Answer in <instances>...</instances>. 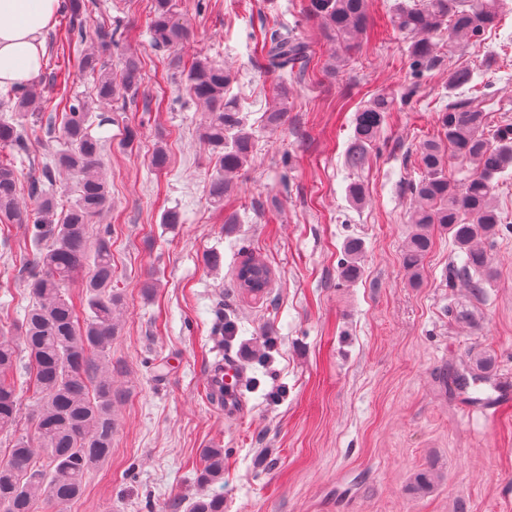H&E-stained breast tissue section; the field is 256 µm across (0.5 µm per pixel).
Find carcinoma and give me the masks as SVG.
Instances as JSON below:
<instances>
[{"label":"carcinoma","mask_w":512,"mask_h":512,"mask_svg":"<svg viewBox=\"0 0 512 512\" xmlns=\"http://www.w3.org/2000/svg\"><path fill=\"white\" fill-rule=\"evenodd\" d=\"M508 0H397L391 14L394 29L414 40L409 46L411 67L418 72L437 62L432 36L448 28V47L459 48L496 26ZM61 12L69 16L71 33L80 43L97 49L79 55V66L96 76L97 97L102 104L120 92H135L141 82L140 62L125 57L119 77L107 69L101 54L117 45V29L99 23L87 26L90 4L65 0ZM304 12L317 19L325 35L339 47L351 50L370 35L367 0H307ZM189 37L188 27L174 18L171 0H154L152 40L170 50ZM262 66L273 74L294 73L312 57L308 42L276 28L264 36ZM193 98L205 107L202 138L215 160L217 175L209 188L211 201L224 205L231 179L249 163L253 142L246 130L238 100L227 96L228 68L205 58L191 61L186 72ZM36 85L10 88L0 96V146L19 156L29 155L26 117L34 115ZM391 102L376 96L354 117V137L346 153L351 168L365 164L370 148L384 126ZM103 126L110 118L93 115L89 103L71 98L61 116V127L50 124L43 150L52 161L43 165L30 182L31 211L18 206L21 187L14 162H0V219L26 224L36 253L22 264V277L33 298L23 321L0 326V433L11 437L7 459L0 462V512H67L84 491L87 475L112 454L114 407L122 394L113 385L119 368L110 358L117 334V314L122 292L112 287V236L110 227L90 239V224L109 205L102 162V141L88 132L93 120ZM487 114L464 102L442 111L438 136L420 145V179L412 184L415 206L411 223L415 232L402 252V264L416 278L433 244L431 228L439 225L451 235L461 263L448 267L449 283L461 282L475 299L483 294L492 274V261L483 241L496 235L503 219L494 205L495 179L512 168V124L486 136ZM452 153L468 166L462 178L448 180L445 158ZM72 176L75 188L67 196L63 215L59 200L49 187L55 171ZM364 244L349 238L343 245L340 277L354 282L362 275ZM83 274L79 301L67 292L75 275ZM270 267L249 256L239 265L234 287L252 299L267 294ZM27 351L20 361L18 343ZM33 390L36 408L28 418L29 429L18 432V394ZM199 481L203 485L224 479V449L207 448L202 456ZM190 512H224V500L201 497Z\"/></svg>","instance_id":"obj_1"}]
</instances>
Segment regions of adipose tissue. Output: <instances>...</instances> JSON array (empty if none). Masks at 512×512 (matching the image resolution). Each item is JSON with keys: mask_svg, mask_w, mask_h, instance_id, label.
<instances>
[{"mask_svg": "<svg viewBox=\"0 0 512 512\" xmlns=\"http://www.w3.org/2000/svg\"><path fill=\"white\" fill-rule=\"evenodd\" d=\"M59 7L60 0H0V88L38 76Z\"/></svg>", "mask_w": 512, "mask_h": 512, "instance_id": "1", "label": "adipose tissue"}]
</instances>
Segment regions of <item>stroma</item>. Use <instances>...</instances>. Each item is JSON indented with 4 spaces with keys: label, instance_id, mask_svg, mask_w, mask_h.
Instances as JSON below:
<instances>
[{
    "label": "stroma",
    "instance_id": "stroma-1",
    "mask_svg": "<svg viewBox=\"0 0 512 512\" xmlns=\"http://www.w3.org/2000/svg\"><path fill=\"white\" fill-rule=\"evenodd\" d=\"M394 0H368L376 23L367 42L333 65V45L304 0H172L190 30L184 61L207 56L230 68L229 95L243 105L253 152L233 180L223 207L209 186L214 163L200 138L203 107L188 92L168 53L151 38L153 0H96V22L120 29L103 54L119 72L137 55V94L112 107V121L92 126L101 138L111 208L112 265L124 295L112 360L115 407L112 455L92 471L68 512H187L197 498L200 458L224 451V479L209 493L224 512H512V410L489 418L449 394L447 372L486 351L491 378L512 379V173L496 192L503 217L486 240L494 275L480 299L448 284L453 246L433 230V245L411 278L402 264L412 183L420 177L418 145L436 137L438 115L466 101L490 126L512 123V13L481 41L449 50L437 40V66L414 75L410 36L390 23ZM286 27L315 45L305 72L289 76L286 110L276 124L264 115L278 102L279 77L261 66L262 30ZM84 46L58 17L47 35L36 79L43 117L62 114L72 96L94 99V79L73 65ZM470 84L449 88L456 67ZM377 95L392 110L367 165L350 169L344 155L356 110ZM164 147L168 165L150 158ZM365 187L361 206L347 197ZM182 214L162 221L165 210ZM238 223H225L228 214ZM362 239L363 274L338 276L347 238ZM26 225L0 224V318L18 323L31 299L19 273ZM274 272L267 298L233 288L246 256ZM153 290H146V283ZM466 305L475 321H451ZM237 331L225 337L224 321ZM273 341L265 365L253 354ZM234 356L260 385L243 411L217 405L210 373ZM441 480L416 493L417 473Z\"/></svg>",
    "mask_w": 512,
    "mask_h": 512
}]
</instances>
